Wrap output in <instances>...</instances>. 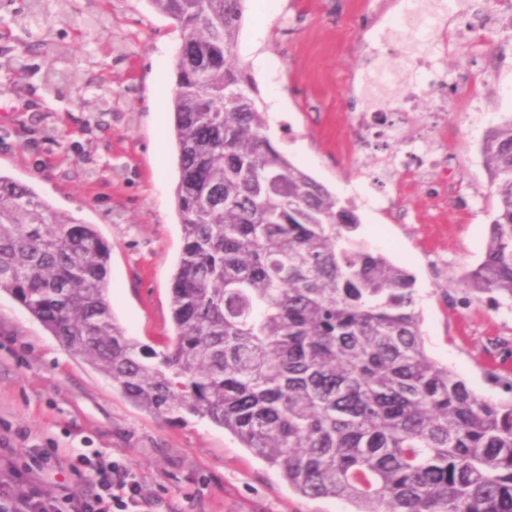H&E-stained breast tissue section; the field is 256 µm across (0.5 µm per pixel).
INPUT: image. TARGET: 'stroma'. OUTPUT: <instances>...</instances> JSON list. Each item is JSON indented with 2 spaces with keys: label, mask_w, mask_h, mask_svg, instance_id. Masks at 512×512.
Instances as JSON below:
<instances>
[{
  "label": "stroma",
  "mask_w": 512,
  "mask_h": 512,
  "mask_svg": "<svg viewBox=\"0 0 512 512\" xmlns=\"http://www.w3.org/2000/svg\"><path fill=\"white\" fill-rule=\"evenodd\" d=\"M0 15V173L31 185L56 209L96 225L111 248L108 299L129 336L152 346L173 334L172 274L182 246L173 201V60L181 32L148 0H71L47 15L44 45L27 47L13 13ZM104 24L89 25L91 16ZM395 0H246L235 53L248 67L272 143L360 219L358 240L415 280L425 352L476 393L504 398L512 380V304L463 301L459 281L478 263L495 200L481 153L490 127L512 117V0L489 26L430 50L448 87L435 130L447 172L421 174L412 139L431 131L430 94L408 109L398 136L386 114L413 89L414 49L396 36ZM25 55L26 69L15 60ZM64 55L84 89L46 96L42 75ZM386 57L395 82L371 95ZM265 58L266 68L255 61ZM110 95L100 109L92 88ZM283 101L269 109V92ZM127 463L143 512H351L344 500L305 498L223 427L167 421L131 403L109 378L71 356L11 296L0 293V469L42 493L87 492L73 454Z\"/></svg>",
  "instance_id": "obj_1"
}]
</instances>
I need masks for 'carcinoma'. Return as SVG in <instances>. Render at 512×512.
<instances>
[{
	"mask_svg": "<svg viewBox=\"0 0 512 512\" xmlns=\"http://www.w3.org/2000/svg\"><path fill=\"white\" fill-rule=\"evenodd\" d=\"M148 2L194 45L174 58L173 339L128 336L96 226L2 173L0 293L134 405L210 420L304 497L355 512H512V400L427 357L413 278L356 242L354 211L272 143L234 53L246 0ZM18 22L43 39V0ZM45 81L53 92L78 75L52 65ZM481 152L497 207L460 285L512 301V118Z\"/></svg>",
	"mask_w": 512,
	"mask_h": 512,
	"instance_id": "obj_1",
	"label": "carcinoma"
}]
</instances>
